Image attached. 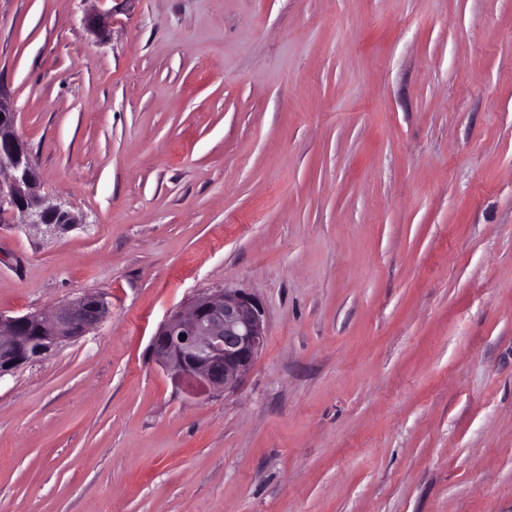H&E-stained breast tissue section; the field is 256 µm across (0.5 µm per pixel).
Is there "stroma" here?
Instances as JSON below:
<instances>
[{
    "label": "stroma",
    "instance_id": "1",
    "mask_svg": "<svg viewBox=\"0 0 512 512\" xmlns=\"http://www.w3.org/2000/svg\"><path fill=\"white\" fill-rule=\"evenodd\" d=\"M0 0L55 233L0 222V313L110 317L0 380V512H512V0ZM266 344L194 399L174 310ZM180 334L186 339L180 341ZM266 343L258 301L240 289L215 288L175 311L151 340L153 356L172 384L194 398L233 393Z\"/></svg>",
    "mask_w": 512,
    "mask_h": 512
}]
</instances>
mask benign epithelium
Returning <instances> with one entry per match:
<instances>
[{"instance_id": "7a95c632", "label": "benign epithelium", "mask_w": 512, "mask_h": 512, "mask_svg": "<svg viewBox=\"0 0 512 512\" xmlns=\"http://www.w3.org/2000/svg\"><path fill=\"white\" fill-rule=\"evenodd\" d=\"M115 8L85 18L100 35L112 25ZM53 233L75 223L61 205L40 193L39 172L16 131L11 99L0 92V215ZM109 316L108 302L88 292L52 311L22 316L0 313V379L51 355L62 344L96 330ZM186 339H179L180 335ZM266 343L258 301L240 289L215 288L194 296L170 315L151 340L153 356L172 384L194 398L226 396L242 384Z\"/></svg>"}]
</instances>
